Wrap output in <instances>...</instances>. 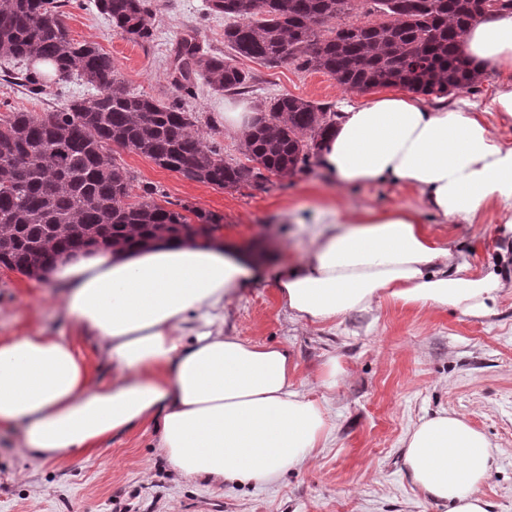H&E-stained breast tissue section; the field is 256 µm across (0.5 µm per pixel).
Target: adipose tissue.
<instances>
[{
  "label": "adipose tissue",
  "instance_id": "1",
  "mask_svg": "<svg viewBox=\"0 0 512 512\" xmlns=\"http://www.w3.org/2000/svg\"><path fill=\"white\" fill-rule=\"evenodd\" d=\"M476 66L512 67V13L477 19L461 41ZM485 119L460 98L430 105L383 93L347 107L319 154L341 187L408 185L427 210L473 224L496 210L512 216V81ZM305 257L277 288L295 322H333L383 301L495 313L506 287L453 243L431 237L419 211L393 206L320 209ZM239 249L217 239L159 240L126 249L89 246L52 256L39 273L57 288L60 313L102 342L115 373L97 381L64 336L35 330L0 339V428L24 456L51 461L159 419V449L182 476L216 483L269 479L325 447L323 405L302 393L287 349L247 341L225 309L251 275ZM412 485L444 512H488L479 487L496 465L484 433L442 410L404 441Z\"/></svg>",
  "mask_w": 512,
  "mask_h": 512
}]
</instances>
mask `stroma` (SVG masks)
<instances>
[{
	"mask_svg": "<svg viewBox=\"0 0 512 512\" xmlns=\"http://www.w3.org/2000/svg\"><path fill=\"white\" fill-rule=\"evenodd\" d=\"M150 42L116 34L95 0H68L62 21L70 38L111 55L129 90L161 102H179L196 113L197 134L218 143L226 161L250 166L242 137L224 128V108L246 104L249 112L289 94L339 110L342 102H366L373 92L346 89L335 77L282 63L244 57L237 67L251 76L247 92H217L196 80L192 94L173 83L175 48L193 39L203 52L227 54L223 15L205 0H146ZM88 88L72 83L42 98L0 78V114L44 113ZM113 161L134 186L155 185L157 203L186 204L223 216L227 244L265 247L267 256L249 284L233 296L228 324L243 339L286 348L302 390L320 400L331 438L315 458L251 486L219 485L177 474L157 448L149 421L98 447L55 461L21 457L13 439L0 435V512H437L412 485L403 463L407 433L425 415L446 410L464 416L499 450L497 468L480 493L489 512H512V293H503L496 315L468 318L450 310L418 309L383 302L331 323H294L280 299L277 278L304 257L309 237L299 218L312 209L352 204L374 209L402 205L422 210L430 232L455 243L469 262L497 266L512 280V235L503 214L476 224H450L424 212L419 196L401 183L331 186L319 167L291 177L269 175L264 188L197 183L122 147ZM57 289L0 268V338L39 328L70 338L93 378L108 381L97 337L59 317ZM343 369L335 387L322 384L329 359Z\"/></svg>",
	"mask_w": 512,
	"mask_h": 512,
	"instance_id": "stroma-1",
	"label": "stroma"
}]
</instances>
